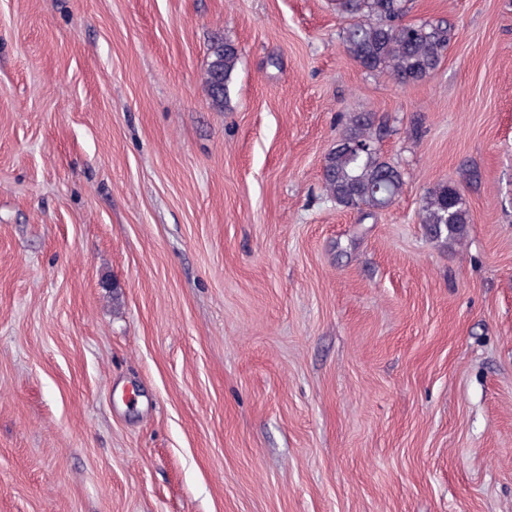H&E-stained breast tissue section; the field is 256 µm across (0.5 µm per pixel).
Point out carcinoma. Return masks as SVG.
Instances as JSON below:
<instances>
[{"mask_svg": "<svg viewBox=\"0 0 512 512\" xmlns=\"http://www.w3.org/2000/svg\"><path fill=\"white\" fill-rule=\"evenodd\" d=\"M336 11L349 20L343 37L345 52L371 72L387 73L401 83L428 78L440 65L453 36L446 19L404 24L410 0H334ZM233 44L216 41L205 85L211 104L221 110L238 63ZM374 117L357 115L344 136L325 157L326 194L345 209L380 210L391 205L403 189L401 174L383 159L381 134ZM432 239L457 242L471 224L470 210L458 187L439 182L428 189L419 212Z\"/></svg>", "mask_w": 512, "mask_h": 512, "instance_id": "obj_1", "label": "carcinoma"}]
</instances>
